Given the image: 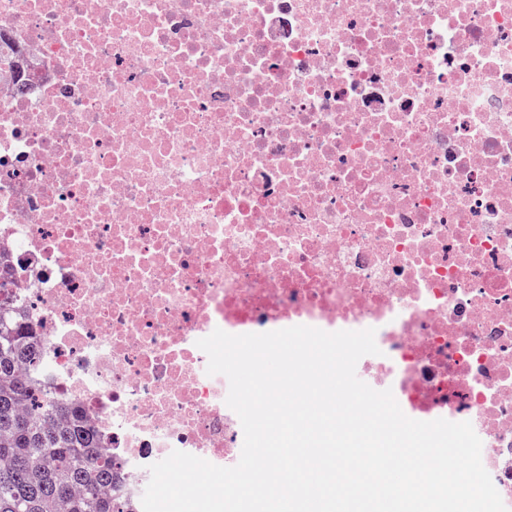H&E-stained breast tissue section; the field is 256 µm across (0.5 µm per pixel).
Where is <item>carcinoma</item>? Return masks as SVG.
<instances>
[{"label":"carcinoma","instance_id":"1","mask_svg":"<svg viewBox=\"0 0 512 512\" xmlns=\"http://www.w3.org/2000/svg\"><path fill=\"white\" fill-rule=\"evenodd\" d=\"M21 320L0 303V512H130L110 449L38 380L43 352Z\"/></svg>","mask_w":512,"mask_h":512}]
</instances>
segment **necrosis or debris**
Masks as SVG:
<instances>
[{"instance_id":"1","label":"necrosis or debris","mask_w":512,"mask_h":512,"mask_svg":"<svg viewBox=\"0 0 512 512\" xmlns=\"http://www.w3.org/2000/svg\"><path fill=\"white\" fill-rule=\"evenodd\" d=\"M0 277L140 502L235 465L197 340L375 329L512 510V0H0Z\"/></svg>"}]
</instances>
